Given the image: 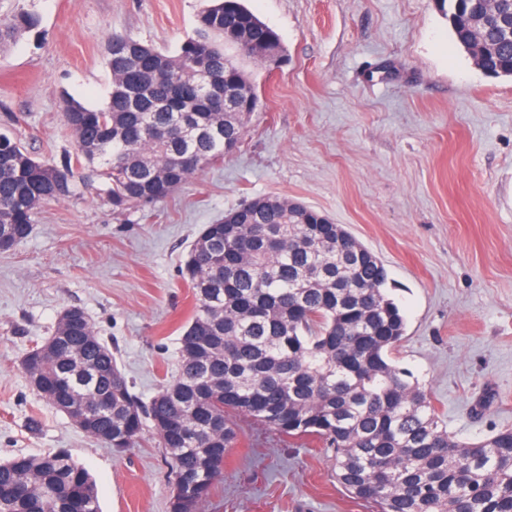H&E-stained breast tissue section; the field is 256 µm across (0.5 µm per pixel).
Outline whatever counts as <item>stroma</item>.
<instances>
[{"label":"stroma","instance_id":"obj_1","mask_svg":"<svg viewBox=\"0 0 512 512\" xmlns=\"http://www.w3.org/2000/svg\"><path fill=\"white\" fill-rule=\"evenodd\" d=\"M286 62L247 68L259 107L238 150L150 218L113 211L101 183L42 204L0 252V462L60 448L95 479L102 512H167L152 431L117 454L34 393L23 357L81 308L142 400L178 368L195 297L184 272L204 225L257 197L329 216L375 253L406 318L394 353L456 438L512 429V77L455 42L438 0H245ZM205 0H0L36 30L0 45V131L40 162L76 151L64 101L104 106L109 36L174 51ZM238 441L204 512H376L336 480L332 452L231 414Z\"/></svg>","mask_w":512,"mask_h":512}]
</instances>
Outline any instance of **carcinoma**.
<instances>
[{"label":"carcinoma","mask_w":512,"mask_h":512,"mask_svg":"<svg viewBox=\"0 0 512 512\" xmlns=\"http://www.w3.org/2000/svg\"><path fill=\"white\" fill-rule=\"evenodd\" d=\"M447 17L459 46L486 48L485 74L512 76V0H448ZM37 26L23 11L0 19V41ZM256 45L284 52L241 0H212L173 53L112 35L108 102L69 99L62 113L75 161L44 164L12 136L0 148V234L22 243L45 201L96 178L114 210L144 211L200 171L182 167L186 151L206 164L224 158V140L243 135L258 106L244 67ZM202 60L216 100L200 117L185 76ZM226 92L240 98L238 111L225 110ZM288 209L281 201L243 224L201 230L185 261L196 303L179 367L149 402L132 392L88 317L70 325L73 307L23 358L28 386L118 453L152 429L169 459V512H203L238 438L230 412L320 439L333 450L336 480L377 512H512V430L479 441L449 435L392 359L405 317L386 292V268L359 258L364 246L348 232L337 237L326 215L306 208L313 227L305 228L288 223ZM0 512L101 510L89 472L58 449L0 462Z\"/></svg>","instance_id":"carcinoma-1"}]
</instances>
